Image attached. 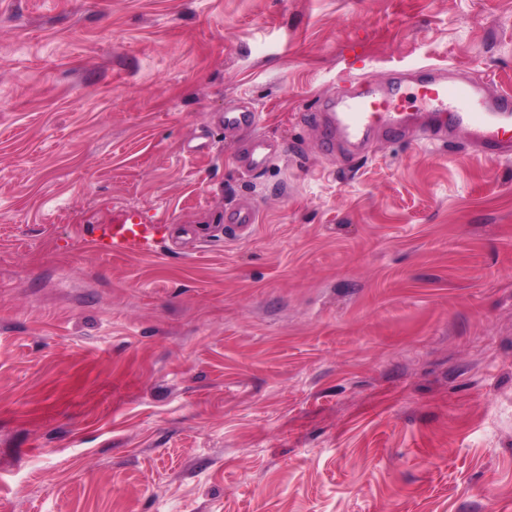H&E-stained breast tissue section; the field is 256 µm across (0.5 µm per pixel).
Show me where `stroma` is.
<instances>
[{
	"label": "stroma",
	"mask_w": 512,
	"mask_h": 512,
	"mask_svg": "<svg viewBox=\"0 0 512 512\" xmlns=\"http://www.w3.org/2000/svg\"><path fill=\"white\" fill-rule=\"evenodd\" d=\"M427 65L512 0H0V512H512V157L305 120ZM258 124V114L248 108L224 112V129L230 132L251 131ZM279 144L261 135H254L248 147L239 154L238 163L248 170L257 171L265 168L271 159L279 153ZM224 219L226 224L234 225L241 230L249 229L257 222V211L251 201L244 200L226 212Z\"/></svg>",
	"instance_id": "obj_1"
}]
</instances>
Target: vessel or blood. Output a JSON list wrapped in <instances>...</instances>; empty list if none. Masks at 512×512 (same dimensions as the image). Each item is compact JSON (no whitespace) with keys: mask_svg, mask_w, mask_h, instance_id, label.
Returning a JSON list of instances; mask_svg holds the SVG:
<instances>
[{"mask_svg":"<svg viewBox=\"0 0 512 512\" xmlns=\"http://www.w3.org/2000/svg\"><path fill=\"white\" fill-rule=\"evenodd\" d=\"M408 100L425 107L421 121L414 124L403 110ZM312 119L323 127L322 149L331 157L366 148L377 139L412 138L432 144L458 130L467 134L472 147L484 157L512 155V89L502 87L490 95L482 85L452 81L435 65L400 74L386 84L368 81L346 94L324 98ZM257 124V113L244 107L224 114L225 130L252 134L238 156L239 164L252 171L265 168L280 150L277 142L255 134ZM225 221L244 230L255 226L257 211L245 200L226 212Z\"/></svg>","mask_w":512,"mask_h":512,"instance_id":"vessel-or-blood-1","label":"vessel or blood"}]
</instances>
